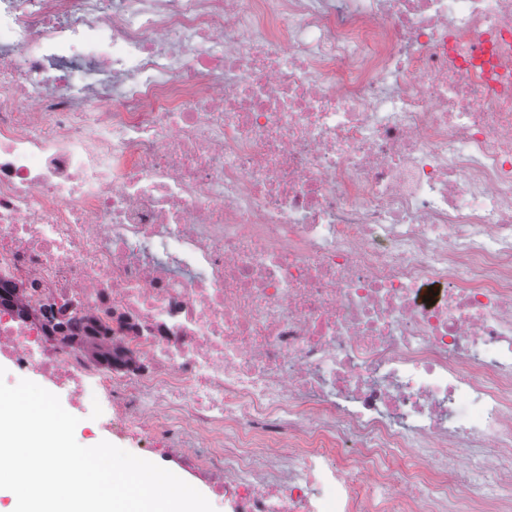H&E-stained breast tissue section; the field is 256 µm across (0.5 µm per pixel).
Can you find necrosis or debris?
I'll return each mask as SVG.
<instances>
[{"label":"necrosis or debris","mask_w":512,"mask_h":512,"mask_svg":"<svg viewBox=\"0 0 512 512\" xmlns=\"http://www.w3.org/2000/svg\"><path fill=\"white\" fill-rule=\"evenodd\" d=\"M0 288L232 512H512V0H0Z\"/></svg>","instance_id":"1"}]
</instances>
